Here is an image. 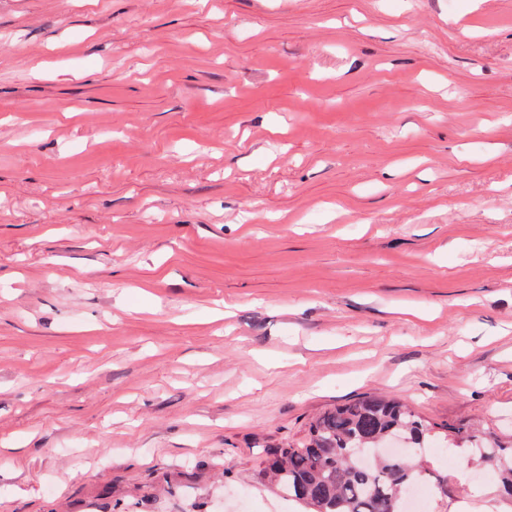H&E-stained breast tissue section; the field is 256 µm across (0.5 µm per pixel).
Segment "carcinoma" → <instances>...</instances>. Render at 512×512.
I'll list each match as a JSON object with an SVG mask.
<instances>
[{
    "label": "carcinoma",
    "instance_id": "cac0c4a2",
    "mask_svg": "<svg viewBox=\"0 0 512 512\" xmlns=\"http://www.w3.org/2000/svg\"><path fill=\"white\" fill-rule=\"evenodd\" d=\"M432 432L447 448L466 440L512 494V448L494 439L466 438L455 425L435 431L410 408L385 396L339 405L317 417L300 440L268 448L265 476L311 512H405L408 490L426 474L422 454ZM392 439L402 440L409 455L376 452ZM365 453L371 455L369 464L361 460Z\"/></svg>",
    "mask_w": 512,
    "mask_h": 512
}]
</instances>
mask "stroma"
I'll use <instances>...</instances> for the list:
<instances>
[{
  "mask_svg": "<svg viewBox=\"0 0 512 512\" xmlns=\"http://www.w3.org/2000/svg\"><path fill=\"white\" fill-rule=\"evenodd\" d=\"M372 394L512 442V0H0V512H296Z\"/></svg>",
  "mask_w": 512,
  "mask_h": 512,
  "instance_id": "1",
  "label": "stroma"
}]
</instances>
